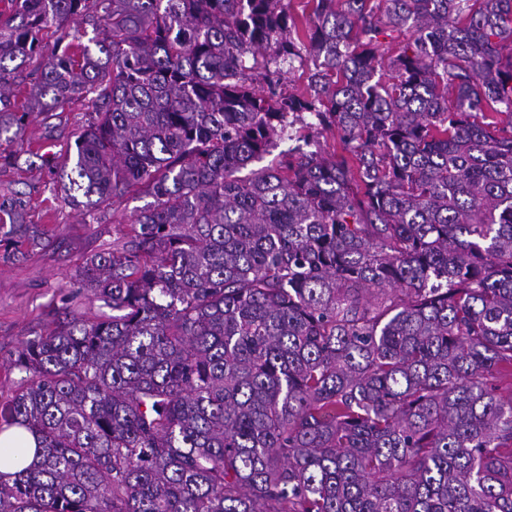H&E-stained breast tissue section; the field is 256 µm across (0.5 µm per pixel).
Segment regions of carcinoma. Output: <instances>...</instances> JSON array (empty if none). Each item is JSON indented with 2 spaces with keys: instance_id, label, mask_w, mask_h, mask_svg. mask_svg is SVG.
Returning <instances> with one entry per match:
<instances>
[{
  "instance_id": "1",
  "label": "carcinoma",
  "mask_w": 512,
  "mask_h": 512,
  "mask_svg": "<svg viewBox=\"0 0 512 512\" xmlns=\"http://www.w3.org/2000/svg\"><path fill=\"white\" fill-rule=\"evenodd\" d=\"M5 2L0 136L82 100L69 202H153L11 360L0 512H512V0ZM298 143L295 140H288L287 137L279 140L274 149L271 150L270 154L263 155L262 158L253 161L247 169L241 172V175H246L252 169H259L265 166L275 164L278 160L288 157V154L292 152V149L297 147Z\"/></svg>"
}]
</instances>
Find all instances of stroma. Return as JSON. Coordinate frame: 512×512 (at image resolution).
Returning <instances> with one entry per match:
<instances>
[{
  "instance_id": "stroma-1",
  "label": "stroma",
  "mask_w": 512,
  "mask_h": 512,
  "mask_svg": "<svg viewBox=\"0 0 512 512\" xmlns=\"http://www.w3.org/2000/svg\"><path fill=\"white\" fill-rule=\"evenodd\" d=\"M89 119L84 103L66 105L50 120L32 116L22 143L0 144V394H10L20 375L11 360L20 345L52 328L63 305L92 317L100 301L82 288L79 272L92 254L127 239L130 222L148 197L126 196L101 206L94 221L65 203L40 156H62ZM23 209L41 243L15 249L11 216Z\"/></svg>"
}]
</instances>
